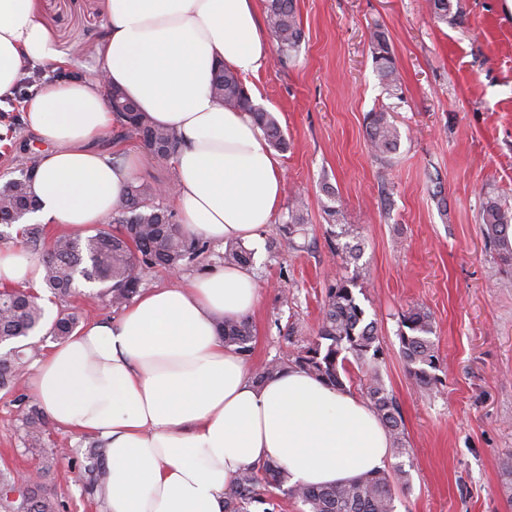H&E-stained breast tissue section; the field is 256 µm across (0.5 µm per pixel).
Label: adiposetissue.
<instances>
[{"instance_id": "1", "label": "adipose tissue", "mask_w": 512, "mask_h": 512, "mask_svg": "<svg viewBox=\"0 0 512 512\" xmlns=\"http://www.w3.org/2000/svg\"><path fill=\"white\" fill-rule=\"evenodd\" d=\"M259 0H105L101 79H61L30 93L24 121L49 143L35 167L34 220L78 232L105 221L140 171L136 155L97 144L116 122L107 86L177 131L174 201L185 229L255 243L283 195L279 163L247 114L218 103L212 73L241 75L268 57ZM36 0H0V98L21 72L61 65ZM43 266L0 249V286L40 291ZM259 290L221 266L141 292L118 321H91L36 359L31 391L57 427L106 448L103 512H223L243 468L272 461L292 484L341 485L383 470L387 431L370 403L289 367L256 382L225 347L218 319L253 312Z\"/></svg>"}]
</instances>
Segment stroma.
I'll return each instance as SVG.
<instances>
[{"mask_svg": "<svg viewBox=\"0 0 512 512\" xmlns=\"http://www.w3.org/2000/svg\"><path fill=\"white\" fill-rule=\"evenodd\" d=\"M461 19L434 18L428 0H297L304 40L286 64L268 59L246 76L253 101L272 112L287 150L278 152L284 192L275 214L283 224L295 199L307 224L294 238L263 237L250 271L259 301L250 371L315 339L332 280L352 290L375 320L385 355L378 374L402 413L406 452L388 462L394 512H512L500 475L512 453V267L486 234V199L512 202V7L507 0H454ZM105 0H38L59 49L83 52L65 69L33 64L19 91L99 73ZM389 38L400 94L383 89L370 36ZM23 102L0 104V186L45 148L23 120ZM385 111L399 132L393 154L371 153L366 117ZM105 151L143 152L142 181L173 185L171 161L144 151L133 136L105 139ZM342 211L324 213L326 189ZM361 246L358 263L343 260L344 242ZM48 318L115 320L120 312L95 287L75 295L43 291ZM428 312L438 357L437 386L417 389L400 352L402 315ZM36 401L25 379L0 390V469L40 472L59 512H102L89 493L78 454L85 436L45 423L40 447H29L25 417Z\"/></svg>", "mask_w": 512, "mask_h": 512, "instance_id": "35a3bbf8", "label": "stroma"}]
</instances>
